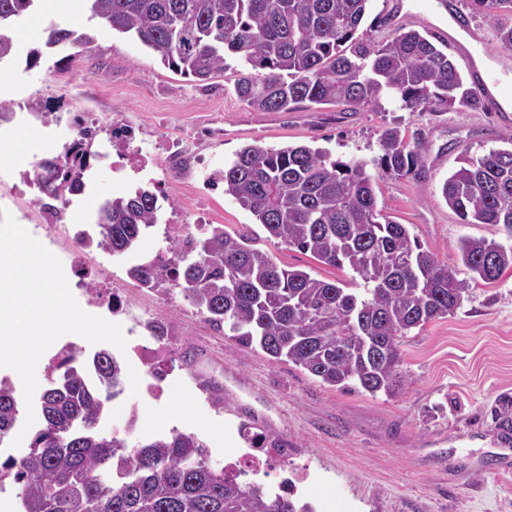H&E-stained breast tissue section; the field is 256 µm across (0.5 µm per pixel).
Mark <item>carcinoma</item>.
<instances>
[{
  "mask_svg": "<svg viewBox=\"0 0 512 512\" xmlns=\"http://www.w3.org/2000/svg\"><path fill=\"white\" fill-rule=\"evenodd\" d=\"M88 20H102L136 37L168 68L199 82L212 79L236 56L234 90L261 112L299 105L352 108L384 96L413 112L455 106L483 112L464 87L445 42L433 33L397 29L380 44L358 36L370 0H85ZM493 18L512 11V0H476ZM38 0H0V63L14 53L12 31L36 11ZM91 28L52 25L46 47L95 41ZM368 163L331 158L306 145L246 146L213 182L248 210L267 239L309 252L319 262L349 267L362 280L342 288L305 270L279 266L256 247L248 226L233 233L222 224L198 227L186 247L169 243L127 269L142 287L162 297L181 294L217 330L276 362H290L330 387H356L395 396L406 379L401 343L427 322L454 313L470 282L492 284L512 269V246L465 238L460 257L470 277L425 250L408 227L383 220L371 169L421 179L426 164L397 127L379 141ZM53 170L36 173V203L57 200L61 188H82L90 152L69 149ZM373 168H368V165ZM448 206L465 224H501L512 237V148L463 159L442 185ZM156 188L139 187L100 203L96 246L123 258L159 223ZM93 364L100 385L89 386L70 366L39 398L41 426L28 437V453L0 461L24 512H310L290 493L270 494L212 466L195 433L172 431L146 441L107 437L100 419L122 392L123 367L110 349ZM24 407L0 385V445L11 439ZM125 480L112 484V472Z\"/></svg>",
  "mask_w": 512,
  "mask_h": 512,
  "instance_id": "obj_1",
  "label": "carcinoma"
}]
</instances>
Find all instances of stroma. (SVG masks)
Returning <instances> with one entry per match:
<instances>
[{"label":"stroma","mask_w":512,"mask_h":512,"mask_svg":"<svg viewBox=\"0 0 512 512\" xmlns=\"http://www.w3.org/2000/svg\"><path fill=\"white\" fill-rule=\"evenodd\" d=\"M481 37L480 53L505 54L495 26L512 27V11L491 22L476 0H458ZM93 27L96 40L69 64L46 47L51 25ZM15 57L0 68L6 78L0 102L11 113L0 123V210L36 239L52 218L35 203V185L12 159L24 152L31 164L63 157L74 121L96 118L135 130L121 152H151L153 175L115 171L111 161L93 163L86 194L94 200L122 197L134 183L157 180L165 195L164 219L220 224L234 231L254 225L223 188L210 186L235 152L248 146L308 145L332 158L369 160L389 127L416 135L425 154L426 181L385 175L375 186L377 204L390 220L407 225L442 263L457 262L461 238L509 244L502 225L465 224L446 204L441 186L462 155L479 157L506 147L512 123L498 112L456 107L413 112L389 100L349 111L337 107L257 112L234 91L238 60L209 81L197 82L160 61L137 39L113 32L87 12L40 6L15 28ZM53 109L50 122L31 116L32 104ZM181 144L179 165L167 146ZM281 267L350 287L355 273L320 263L294 247L262 242ZM135 255L113 261L112 282L141 319L174 324L179 337L169 357L174 377L167 398L146 412L139 438L195 432L224 463L227 446L243 447L242 425L260 423L287 441L286 466L244 475L247 483L277 490L285 469L309 474L295 494L314 512H512V270L494 284H471L454 314L412 329L402 341V369L409 379L395 397L359 389L331 388L291 363H276L261 349L241 346L230 332L216 331L183 298L165 299L128 274ZM205 378L224 395L213 408L195 387Z\"/></svg>","instance_id":"obj_1"}]
</instances>
